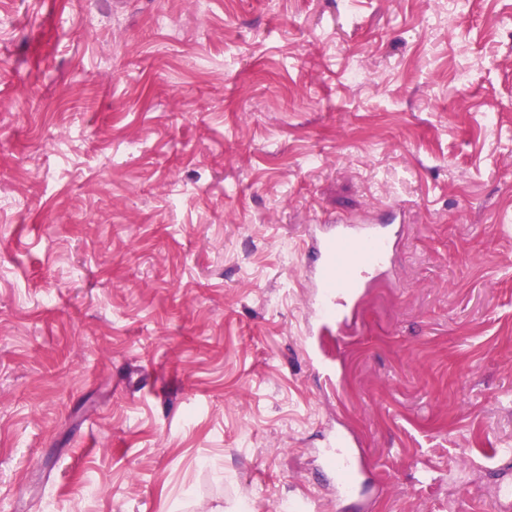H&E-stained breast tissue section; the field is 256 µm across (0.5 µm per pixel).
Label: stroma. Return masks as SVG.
<instances>
[{
	"mask_svg": "<svg viewBox=\"0 0 512 512\" xmlns=\"http://www.w3.org/2000/svg\"><path fill=\"white\" fill-rule=\"evenodd\" d=\"M328 215L402 227L333 391L301 347ZM340 423L358 508L314 458ZM508 485L512 0H0V512Z\"/></svg>",
	"mask_w": 512,
	"mask_h": 512,
	"instance_id": "obj_1",
	"label": "stroma"
}]
</instances>
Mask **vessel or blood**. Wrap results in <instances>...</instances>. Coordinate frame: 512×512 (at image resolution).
<instances>
[{
    "label": "vessel or blood",
    "mask_w": 512,
    "mask_h": 512,
    "mask_svg": "<svg viewBox=\"0 0 512 512\" xmlns=\"http://www.w3.org/2000/svg\"><path fill=\"white\" fill-rule=\"evenodd\" d=\"M398 237V227L391 224L378 226L338 219L311 227L309 269L314 294L303 352L329 384H336L338 374L335 364L321 351V339L348 327L349 300L385 272ZM319 454L340 476L337 496H348L364 471L358 440L345 430H336L325 437Z\"/></svg>",
    "instance_id": "b4317fda"
}]
</instances>
